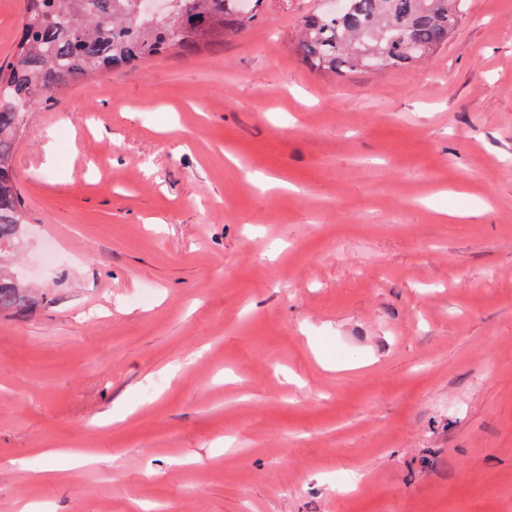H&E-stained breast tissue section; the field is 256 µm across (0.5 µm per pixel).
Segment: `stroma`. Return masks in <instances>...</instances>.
I'll use <instances>...</instances> for the list:
<instances>
[{
  "label": "stroma",
  "mask_w": 512,
  "mask_h": 512,
  "mask_svg": "<svg viewBox=\"0 0 512 512\" xmlns=\"http://www.w3.org/2000/svg\"><path fill=\"white\" fill-rule=\"evenodd\" d=\"M321 2L29 115L0 512H512V0L336 77Z\"/></svg>",
  "instance_id": "1"
}]
</instances>
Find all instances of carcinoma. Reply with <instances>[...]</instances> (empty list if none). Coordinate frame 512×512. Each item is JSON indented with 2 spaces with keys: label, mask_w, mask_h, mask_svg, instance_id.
Listing matches in <instances>:
<instances>
[{
  "label": "carcinoma",
  "mask_w": 512,
  "mask_h": 512,
  "mask_svg": "<svg viewBox=\"0 0 512 512\" xmlns=\"http://www.w3.org/2000/svg\"><path fill=\"white\" fill-rule=\"evenodd\" d=\"M171 13L151 17L139 0H24L19 36L0 62V310L35 304L14 266L27 224L13 153L26 118L87 77L133 66L165 52L185 54L248 27L264 0H173ZM348 13L322 7L302 16L296 52L335 74L407 67L448 43L464 0H347Z\"/></svg>",
  "instance_id": "obj_1"
}]
</instances>
